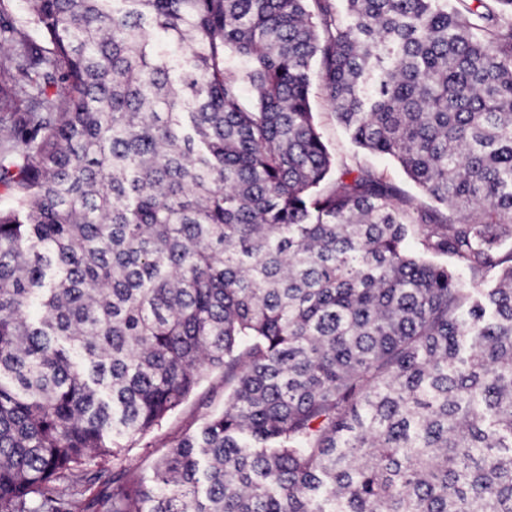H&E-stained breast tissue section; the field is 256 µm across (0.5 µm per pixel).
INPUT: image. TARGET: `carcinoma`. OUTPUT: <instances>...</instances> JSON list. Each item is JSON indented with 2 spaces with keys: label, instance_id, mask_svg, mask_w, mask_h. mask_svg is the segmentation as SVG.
<instances>
[{
  "label": "carcinoma",
  "instance_id": "cac0c4a2",
  "mask_svg": "<svg viewBox=\"0 0 512 512\" xmlns=\"http://www.w3.org/2000/svg\"><path fill=\"white\" fill-rule=\"evenodd\" d=\"M114 2L0 0V512H512V0ZM7 11L21 28L34 40H39L40 34L36 26L31 23L24 0H5ZM310 104L312 112L315 113L322 140L334 156L337 167L344 163L353 164L355 161H360L362 164L384 171L418 206L422 208L437 206V203L422 188L406 176L393 158L371 155L352 141L350 135L336 120V116L322 93L320 80L316 74L313 75ZM224 407V381L221 373L205 375L198 389L162 426L140 440L126 452L124 463L130 466L137 479L151 484L155 460L176 440L198 429L203 420Z\"/></svg>",
  "mask_w": 512,
  "mask_h": 512
}]
</instances>
